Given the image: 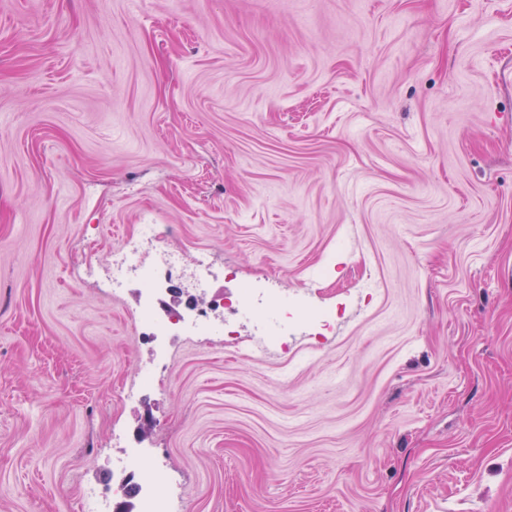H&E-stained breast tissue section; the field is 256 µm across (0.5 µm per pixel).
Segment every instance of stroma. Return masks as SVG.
Instances as JSON below:
<instances>
[{"label":"stroma","mask_w":512,"mask_h":512,"mask_svg":"<svg viewBox=\"0 0 512 512\" xmlns=\"http://www.w3.org/2000/svg\"><path fill=\"white\" fill-rule=\"evenodd\" d=\"M143 224L335 323L156 355ZM131 443L172 512H512V0H0V512Z\"/></svg>","instance_id":"1"}]
</instances>
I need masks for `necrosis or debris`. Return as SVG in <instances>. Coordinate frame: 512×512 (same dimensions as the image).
Wrapping results in <instances>:
<instances>
[{"label":"necrosis or debris","instance_id":"1","mask_svg":"<svg viewBox=\"0 0 512 512\" xmlns=\"http://www.w3.org/2000/svg\"><path fill=\"white\" fill-rule=\"evenodd\" d=\"M108 269L116 285L133 277L151 283L157 272H164L169 292L184 299L183 311L173 312L165 322H156L154 303L148 298L133 316L134 327H153L159 336L168 335L174 327L182 325L184 313L188 310L193 313L192 330L197 335L233 336L237 319L247 317L264 325L266 339L273 344L285 337L293 321L315 325L332 317L328 310H314L285 297L257 301L255 289L250 285L229 296L210 293L204 270L187 263L182 251L166 246L165 231L158 224L141 225L136 236L111 249ZM124 466L134 478L113 481V498H133L136 512H168L169 504L160 491L165 475L151 462L147 453L139 448L129 450Z\"/></svg>","mask_w":512,"mask_h":512}]
</instances>
